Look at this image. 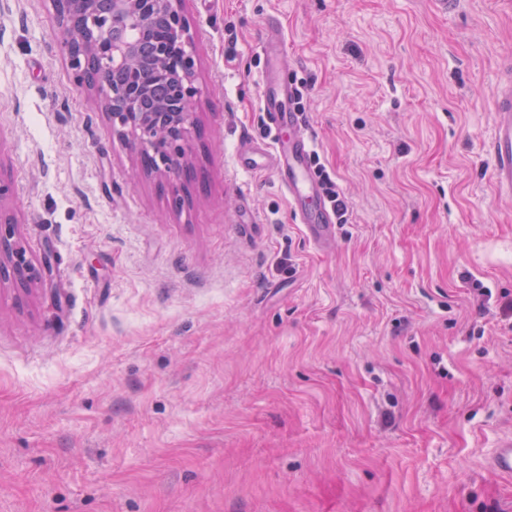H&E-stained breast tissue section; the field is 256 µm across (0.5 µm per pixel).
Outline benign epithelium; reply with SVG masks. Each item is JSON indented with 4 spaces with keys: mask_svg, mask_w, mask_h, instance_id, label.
I'll use <instances>...</instances> for the list:
<instances>
[{
    "mask_svg": "<svg viewBox=\"0 0 512 512\" xmlns=\"http://www.w3.org/2000/svg\"><path fill=\"white\" fill-rule=\"evenodd\" d=\"M65 37L60 51L81 88L95 89L118 137L135 145L136 163L171 191L175 207L194 147L197 118L192 36L185 0H51ZM12 185L0 179V281L22 286L36 272L15 222L3 209Z\"/></svg>",
    "mask_w": 512,
    "mask_h": 512,
    "instance_id": "1",
    "label": "benign epithelium"
}]
</instances>
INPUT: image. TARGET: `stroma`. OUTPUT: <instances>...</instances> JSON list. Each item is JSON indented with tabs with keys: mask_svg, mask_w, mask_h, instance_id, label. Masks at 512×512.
I'll return each instance as SVG.
<instances>
[{
	"mask_svg": "<svg viewBox=\"0 0 512 512\" xmlns=\"http://www.w3.org/2000/svg\"><path fill=\"white\" fill-rule=\"evenodd\" d=\"M204 173L178 208L0 0V512H512V199L488 143L512 0H186ZM348 202L325 251L270 169L259 39ZM12 191V185L0 178V282L11 274L26 287L36 272L26 257L24 245L15 237V222L3 209V199ZM491 468L500 475L512 477V436L502 437L490 457Z\"/></svg>",
	"mask_w": 512,
	"mask_h": 512,
	"instance_id": "1",
	"label": "stroma"
}]
</instances>
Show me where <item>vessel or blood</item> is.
Instances as JSON below:
<instances>
[{
	"label": "vessel or blood",
	"instance_id": "obj_1",
	"mask_svg": "<svg viewBox=\"0 0 512 512\" xmlns=\"http://www.w3.org/2000/svg\"><path fill=\"white\" fill-rule=\"evenodd\" d=\"M265 58L260 104L265 126L272 138L271 150L247 143L239 149V162L247 171L272 167L288 195L296 219L307 239L318 248L334 236L333 214L323 200L321 187L312 174L309 157L312 139L303 113L291 109L296 90L283 79L284 44L277 22H269L260 42ZM489 155L497 190L512 195V63H504L496 88L493 134ZM492 469L512 477V436L502 437L490 457Z\"/></svg>",
	"mask_w": 512,
	"mask_h": 512
}]
</instances>
